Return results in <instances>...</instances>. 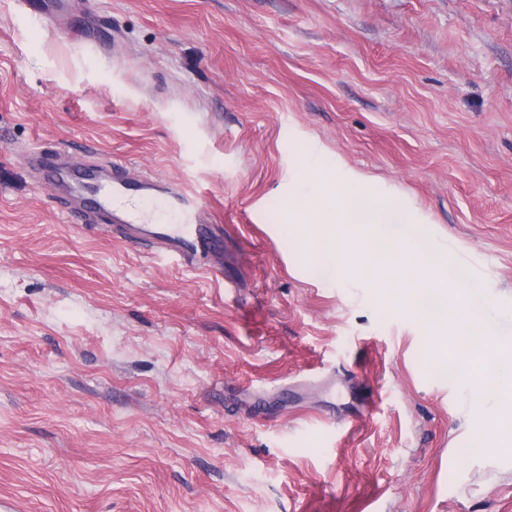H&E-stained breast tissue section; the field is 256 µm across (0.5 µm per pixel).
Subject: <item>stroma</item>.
<instances>
[{
  "label": "stroma",
  "mask_w": 512,
  "mask_h": 512,
  "mask_svg": "<svg viewBox=\"0 0 512 512\" xmlns=\"http://www.w3.org/2000/svg\"><path fill=\"white\" fill-rule=\"evenodd\" d=\"M0 0V500L512 512L429 327L317 273L306 161L410 200L512 332V0ZM204 196L220 277L88 227L19 154Z\"/></svg>",
  "instance_id": "35a3bbf8"
}]
</instances>
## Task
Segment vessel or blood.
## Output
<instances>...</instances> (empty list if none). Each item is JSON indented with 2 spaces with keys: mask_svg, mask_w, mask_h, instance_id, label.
<instances>
[{
  "mask_svg": "<svg viewBox=\"0 0 512 512\" xmlns=\"http://www.w3.org/2000/svg\"><path fill=\"white\" fill-rule=\"evenodd\" d=\"M122 168L121 162L109 160L91 180L69 181L84 201L82 214L109 213L112 230L120 232L125 243L141 244L180 265L201 268L206 251L220 243L223 232L222 225L207 220L208 204L174 183L152 178L128 181Z\"/></svg>",
  "mask_w": 512,
  "mask_h": 512,
  "instance_id": "1",
  "label": "vessel or blood"
}]
</instances>
